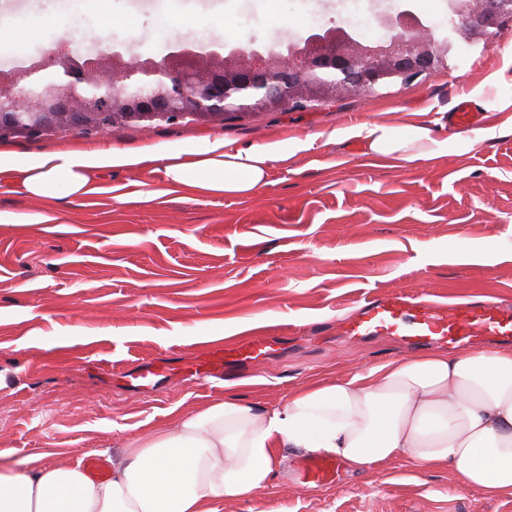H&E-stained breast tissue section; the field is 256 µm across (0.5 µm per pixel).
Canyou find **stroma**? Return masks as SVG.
Segmentation results:
<instances>
[{"label": "stroma", "instance_id": "obj_1", "mask_svg": "<svg viewBox=\"0 0 512 512\" xmlns=\"http://www.w3.org/2000/svg\"><path fill=\"white\" fill-rule=\"evenodd\" d=\"M118 23L96 35L104 10ZM408 9L448 30V0H0V70L36 59L57 37L97 51L102 42L159 57L177 41L272 45L317 27L351 24L368 42L384 38L381 15ZM68 13L27 52L11 47L26 16ZM178 30L161 34L159 18ZM233 19L225 31V19ZM484 113L472 135H453L458 99ZM421 123L437 157L411 166L365 154L357 129ZM299 139L287 166L244 199L162 193V176L112 169L128 192L139 181L152 203L110 194L62 208L55 224L0 223V451L12 465L33 455L71 462L169 425L239 394L274 406L318 378L339 379L413 354L396 336L350 337L341 318L364 299L417 290L436 299L490 298L512 305V21L487 51L460 47L432 76L371 95L341 96L302 111L254 112L238 120L129 124L102 137L57 131L0 140L18 155L89 147L165 149L206 137L263 144ZM274 337L269 355L207 383L186 364L210 345ZM156 363L154 386L129 374ZM304 458L266 492L215 501L216 512H512L449 469L396 460L334 484L304 478Z\"/></svg>", "mask_w": 512, "mask_h": 512}]
</instances>
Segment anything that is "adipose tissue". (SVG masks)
I'll list each match as a JSON object with an SVG mask.
<instances>
[{
  "instance_id": "adipose-tissue-1",
  "label": "adipose tissue",
  "mask_w": 512,
  "mask_h": 512,
  "mask_svg": "<svg viewBox=\"0 0 512 512\" xmlns=\"http://www.w3.org/2000/svg\"><path fill=\"white\" fill-rule=\"evenodd\" d=\"M366 152L412 164L436 155L429 128L373 123ZM290 157L287 139L237 146L207 138L164 150L60 149L17 158L0 150V184L55 208L106 192L120 166L162 172L170 188L248 197ZM333 455L358 472L407 459L454 471L465 487L512 497V347L395 358L342 379L307 385L272 408L235 393L131 438L108 478L80 463L0 461V512H214L215 500L266 492L288 456Z\"/></svg>"
}]
</instances>
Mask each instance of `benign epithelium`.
<instances>
[{
    "label": "benign epithelium",
    "mask_w": 512,
    "mask_h": 512,
    "mask_svg": "<svg viewBox=\"0 0 512 512\" xmlns=\"http://www.w3.org/2000/svg\"><path fill=\"white\" fill-rule=\"evenodd\" d=\"M512 0H450L448 38L493 44ZM372 44L351 27L312 30L302 44L236 48L176 43L158 59L126 60L117 46L92 54L59 38L33 69L0 71V129L30 134L67 126L102 133L112 122H180L228 112L315 108L382 83L407 84L447 67V46L409 10L382 19Z\"/></svg>",
    "instance_id": "7a95c632"
}]
</instances>
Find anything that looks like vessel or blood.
<instances>
[{
  "label": "vessel or blood",
  "instance_id": "1",
  "mask_svg": "<svg viewBox=\"0 0 512 512\" xmlns=\"http://www.w3.org/2000/svg\"><path fill=\"white\" fill-rule=\"evenodd\" d=\"M451 121L458 130L468 133L482 125L483 116L461 101L456 104ZM343 329L352 336L387 333L415 341L471 345L476 338L489 334L511 336L512 308H500L486 299L448 303L414 290L398 291L344 319ZM264 343V338L257 337L211 350L196 358L189 369L201 379L217 376L223 373L225 364L249 359ZM337 474L338 464L329 457L309 460L304 466L307 482L320 486L334 483Z\"/></svg>",
  "mask_w": 512,
  "mask_h": 512
}]
</instances>
